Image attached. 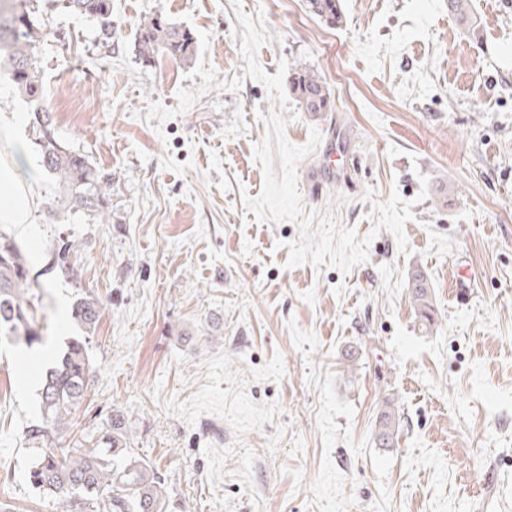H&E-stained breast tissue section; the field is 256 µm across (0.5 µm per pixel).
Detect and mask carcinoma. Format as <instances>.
<instances>
[{
  "instance_id": "cac0c4a2",
  "label": "carcinoma",
  "mask_w": 512,
  "mask_h": 512,
  "mask_svg": "<svg viewBox=\"0 0 512 512\" xmlns=\"http://www.w3.org/2000/svg\"><path fill=\"white\" fill-rule=\"evenodd\" d=\"M62 2L64 8L99 21L105 39H112V0ZM306 6L328 25L338 26L343 20L340 0H306ZM41 38L40 18L29 0H0V59L18 91L35 105L32 125L39 166L56 180L70 209L105 220L111 213L112 178L83 153L59 143L52 113L42 106L44 88L35 59ZM195 44L190 30L157 12L141 20L134 50L147 65L160 55L184 64L192 57ZM290 88L310 116L331 109L330 90L323 77L311 69L296 65ZM78 251L76 242L60 239L52 269L75 277L77 270L71 260ZM34 282L19 245L0 233L1 341L28 349L43 343L39 319L46 315H38ZM407 294L423 321L433 324L431 286L422 270L412 272ZM102 305L94 292H78L70 316L79 335L66 342L42 375L40 416L26 431L29 483L45 496L61 498L63 512H168L164 479L150 463L136 456L121 413H112L103 427L82 440L60 443L86 400L94 373L90 345ZM377 422V442L382 447L393 446L400 425L395 400L384 401Z\"/></svg>"
}]
</instances>
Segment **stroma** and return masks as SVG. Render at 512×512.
I'll return each mask as SVG.
<instances>
[{
    "label": "stroma",
    "instance_id": "35a3bbf8",
    "mask_svg": "<svg viewBox=\"0 0 512 512\" xmlns=\"http://www.w3.org/2000/svg\"><path fill=\"white\" fill-rule=\"evenodd\" d=\"M340 27L305 0H112V40L92 20L46 9L36 59L60 143L112 178L109 222L73 212L38 164L29 105L0 77V165L30 193L16 239L48 314L46 347L0 342V505L62 512L28 483L25 431L38 383L72 328L78 291L103 301L95 373L72 427L127 419L138 457L162 474L170 512H512V0H341ZM152 12L210 36L206 54L144 66L133 52ZM262 17L257 53L318 72L335 107L312 118L289 97L286 138L323 140L297 164L306 209L371 237L367 263L287 268L296 223L256 222L266 88L244 75L239 16ZM237 92L202 93L187 112L147 122L149 103L177 107L196 65ZM335 161H327V153ZM431 187L418 200L421 178ZM452 186L438 196L437 182ZM373 202H365L367 189ZM413 201L404 228L372 234L373 203ZM80 244L78 275L51 272L52 248ZM475 286L452 289L460 266ZM422 267L435 323L407 299ZM354 362H347V352ZM401 415L385 448V399ZM375 430L376 440L382 447H391L397 439L400 415L394 399H387L382 405V410L377 419Z\"/></svg>",
    "mask_w": 512,
    "mask_h": 512
}]
</instances>
